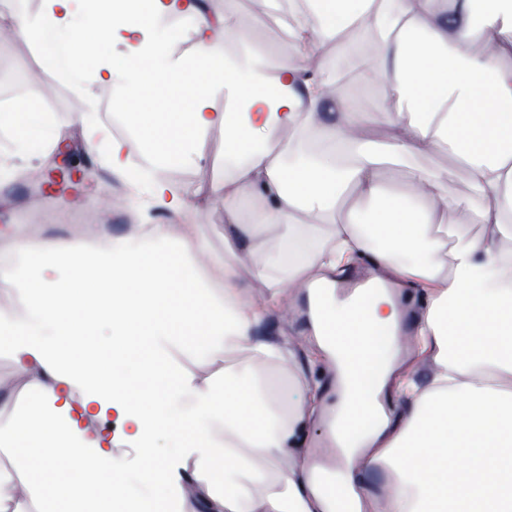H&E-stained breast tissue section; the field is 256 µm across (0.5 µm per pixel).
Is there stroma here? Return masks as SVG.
<instances>
[{"label":"stroma","instance_id":"1","mask_svg":"<svg viewBox=\"0 0 512 512\" xmlns=\"http://www.w3.org/2000/svg\"><path fill=\"white\" fill-rule=\"evenodd\" d=\"M253 2L240 0L241 16L253 42L267 49L265 62L272 67L289 52L284 14L273 10L268 0L258 8ZM349 91L362 111L375 114L397 109L389 85L374 74L355 78ZM23 96L44 101L50 123L61 131L66 144L56 147L42 142L18 157L11 139L0 131V226L22 227L34 239H80L99 247L127 232L129 225L156 223L158 209L139 210L131 200L138 161H131L127 180H113L80 131L84 123H112L121 133L131 134L133 115L116 121L111 114L114 101L126 98L125 89L99 84L93 94H86L55 69L46 51L10 37L0 43V113ZM200 149L201 161L179 170L183 179L179 191L187 197L200 186L222 184L226 175L223 131L211 130ZM259 332L299 338L296 372L329 387L330 376L324 362L313 354L300 313L268 315Z\"/></svg>","mask_w":512,"mask_h":512}]
</instances>
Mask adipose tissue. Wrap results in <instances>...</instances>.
Segmentation results:
<instances>
[{"instance_id":"obj_1","label":"adipose tissue","mask_w":512,"mask_h":512,"mask_svg":"<svg viewBox=\"0 0 512 512\" xmlns=\"http://www.w3.org/2000/svg\"><path fill=\"white\" fill-rule=\"evenodd\" d=\"M177 15L192 24L193 58L156 52V20ZM349 22L370 24L364 64L400 111H359L337 71L307 66L312 36ZM285 27L294 55L270 71L238 0L217 16L201 0H99L92 15L86 0H43L16 19V37L46 47L75 83L86 79L78 38L124 46L96 78L132 89L139 134L92 125L85 137L107 141L116 180L138 144L136 201L172 221L104 249L18 233L0 250V284L22 305L0 310V349L24 375L0 395V512H338L328 475L350 512H512V0H305ZM5 124L21 152L59 139L25 97ZM377 125L387 136L368 138ZM215 127L230 170L220 250L204 225L178 221L211 188L188 200L154 177L195 162ZM442 145L481 209L449 194L447 173L416 166ZM386 165L405 169L407 190L380 181ZM350 188L358 205L338 210ZM450 210L462 226L451 243L438 230ZM474 223L479 234L464 232ZM364 257L372 288L338 296L339 274ZM311 286L329 406L317 381L275 378L297 359L295 341L258 332L287 313L286 289ZM395 288L424 294L412 332ZM412 355L428 361L427 381L407 373ZM366 407L380 425L335 463L309 454L307 429L326 411ZM161 432L179 443L176 471L153 451ZM120 446L137 449L143 481L116 467ZM379 466L393 480L377 493L360 476Z\"/></svg>"}]
</instances>
